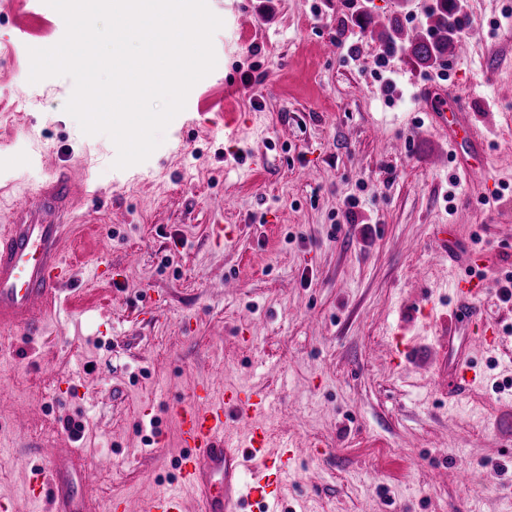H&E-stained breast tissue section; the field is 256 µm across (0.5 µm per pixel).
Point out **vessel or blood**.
<instances>
[{
    "mask_svg": "<svg viewBox=\"0 0 512 512\" xmlns=\"http://www.w3.org/2000/svg\"><path fill=\"white\" fill-rule=\"evenodd\" d=\"M429 124L444 132L450 145L447 158L463 178L486 174L489 156L485 138L472 124L470 102L442 86H422ZM79 194L64 171L51 174L30 194L16 196L9 218L0 223V334L36 337L48 325L59 295L74 268L62 251L64 228ZM439 251L458 260L462 271L452 288L448 321L436 352L448 363V392L459 395L482 380L469 356L471 343L494 348L495 337L457 339L460 322L478 317L481 305L482 253L459 246L446 226H436ZM271 408L269 395L259 388L230 387L214 394L201 384L192 401L175 409L185 452L178 467L179 490L155 496L149 512H184V490L194 491L197 512H282L280 486L297 467L288 442L270 448L269 434L258 419ZM41 466L29 485L30 495L49 501L51 512H88L87 499L75 488L85 474L71 456L44 448Z\"/></svg>",
    "mask_w": 512,
    "mask_h": 512,
    "instance_id": "1",
    "label": "vessel or blood"
}]
</instances>
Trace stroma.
<instances>
[{"mask_svg":"<svg viewBox=\"0 0 512 512\" xmlns=\"http://www.w3.org/2000/svg\"><path fill=\"white\" fill-rule=\"evenodd\" d=\"M438 0H208L216 68L161 145L116 178L117 150L64 106L66 76L21 102L28 51L61 15L0 0V215L55 171L86 180L72 308L47 335L0 340V499L26 494L37 451L74 454L94 512H148L176 482L173 405L197 385L273 396L272 440L299 448L283 502L315 512H512V442L488 425L512 404V0H461L471 56L453 68L384 54L392 22L428 32ZM447 80L485 123L490 181L430 165L419 84ZM235 119L237 133L210 134ZM359 205L349 208V198ZM448 225L484 256L483 319L501 351L449 397L429 361L456 276ZM124 267L119 285L90 268ZM81 421V440L63 428Z\"/></svg>","mask_w":512,"mask_h":512,"instance_id":"1","label":"stroma"}]
</instances>
